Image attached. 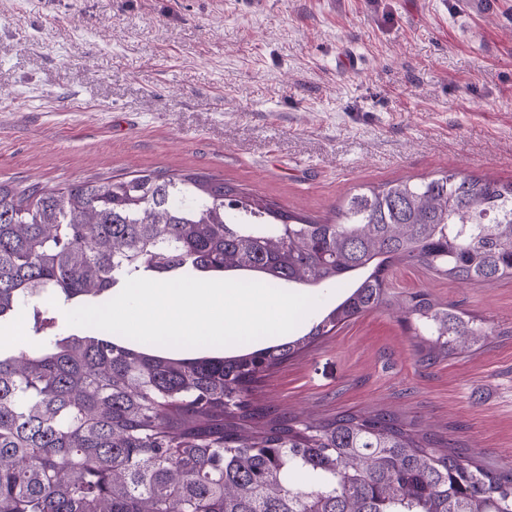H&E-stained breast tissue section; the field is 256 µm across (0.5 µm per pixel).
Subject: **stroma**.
Segmentation results:
<instances>
[{
    "mask_svg": "<svg viewBox=\"0 0 512 512\" xmlns=\"http://www.w3.org/2000/svg\"><path fill=\"white\" fill-rule=\"evenodd\" d=\"M200 172L330 217L451 170L512 179V0H0V182ZM425 289L512 327V281ZM302 417L383 409L512 465V336L430 367L386 308L260 384Z\"/></svg>",
    "mask_w": 512,
    "mask_h": 512,
    "instance_id": "obj_1",
    "label": "stroma"
}]
</instances>
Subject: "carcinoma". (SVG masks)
<instances>
[{"mask_svg": "<svg viewBox=\"0 0 512 512\" xmlns=\"http://www.w3.org/2000/svg\"><path fill=\"white\" fill-rule=\"evenodd\" d=\"M402 263L464 285L512 279V181H390L334 219L198 173L0 182V322L30 315L38 333V297L75 309L135 277L348 289L304 335L230 356L93 329L0 357V512H512L511 466L395 413L301 419L253 396L264 373L383 305L426 365L488 340L426 290L391 293Z\"/></svg>", "mask_w": 512, "mask_h": 512, "instance_id": "obj_1", "label": "carcinoma"}]
</instances>
